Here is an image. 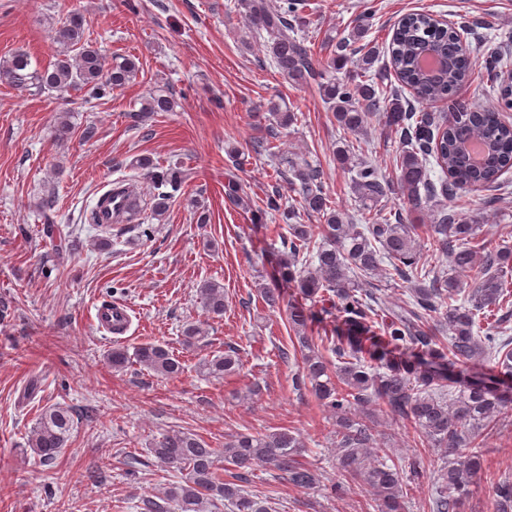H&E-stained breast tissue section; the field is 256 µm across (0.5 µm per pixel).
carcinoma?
I'll return each mask as SVG.
<instances>
[{
	"instance_id": "obj_1",
	"label": "carcinoma",
	"mask_w": 512,
	"mask_h": 512,
	"mask_svg": "<svg viewBox=\"0 0 512 512\" xmlns=\"http://www.w3.org/2000/svg\"><path fill=\"white\" fill-rule=\"evenodd\" d=\"M305 0H237L246 26L266 35L267 48L278 72L298 85L316 83L323 101L336 120L352 135H364L372 115L380 112L384 125L399 135L396 182L383 178L371 164L354 159L349 145L336 151V161L355 172L353 191L363 206L381 202L398 185L403 210L394 219L372 224H349L335 210L323 191V170L298 157L285 156L281 164L290 174L288 188L298 193L305 212L318 224H292L293 211H280L275 192L266 208L282 212L288 240L275 266V280L286 283L307 299L321 304L320 313L336 316L335 334L319 338L304 335L318 320L309 309L292 306L289 323L299 337L303 359V383L314 397L336 411V463L345 480L362 482L374 494V512H403L405 497L402 466L388 463L387 449L375 438L374 406L441 450L444 465L435 486L433 512H460L482 470L484 439L495 426L502 409L512 404V336L504 335L512 320V250L477 246L482 217L456 210L446 211L428 177V157L435 158L455 188H495L499 177L512 169V124L499 111L459 97L469 76V47L430 14L412 13L397 25L388 45L390 64L376 69L378 47L363 44L365 30L355 26L336 44L327 65L316 61L305 39L298 35L305 25ZM85 19L72 14L51 28L54 42L66 54L48 66L32 62L24 51L0 61V81L20 91L37 93L85 89L101 99L133 82L139 71L129 57L107 62L84 40ZM432 49L447 59L439 79L421 68V56ZM74 55H69V52ZM356 59V78L339 82L328 70H340ZM396 78L417 98L413 106L387 82ZM451 102L450 118L439 123L422 109L428 102ZM174 100L164 95L145 100L133 118L142 121L155 112H170ZM484 145L483 161L472 160L466 146ZM131 167L155 185L150 211L158 221L183 183L177 168L156 170L153 160L138 156ZM55 197L40 198L36 208L47 228L55 224ZM434 207L430 225L435 251L446 256L456 271H477L468 288L447 273L425 266L415 226L406 216ZM320 240H315V237ZM410 288V301L392 308L364 287L361 277L376 275L382 263ZM206 312L224 314V286L205 282L196 288ZM337 364H332L331 357ZM495 360L485 373L484 357ZM135 360L155 373L175 377L183 372L180 360L159 344H144L128 354L114 348L112 367L121 370ZM236 365L231 354L204 362V369L220 377ZM73 430L71 411L47 408L31 431L28 447L44 465L61 458ZM306 452L300 437L289 430L261 436L240 435L225 443L224 450L210 447L198 436L171 430L164 433L149 453L164 468L180 473L163 496L141 498L143 512H206L222 504L232 512H268L269 507L242 486L224 481V472L237 471L243 480L257 464L273 466L298 488L317 484L318 474L302 461ZM495 512H512V477L504 476L494 489Z\"/></svg>"
}]
</instances>
